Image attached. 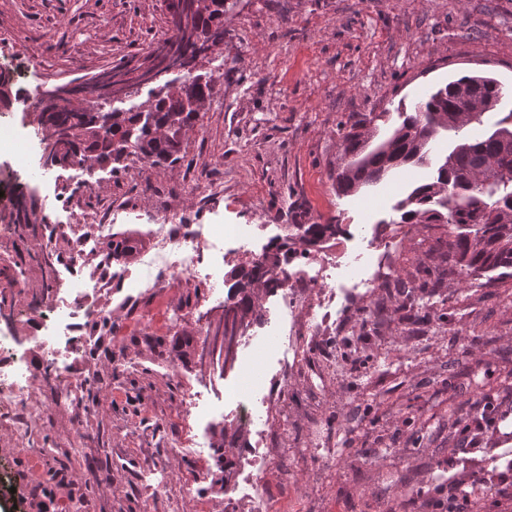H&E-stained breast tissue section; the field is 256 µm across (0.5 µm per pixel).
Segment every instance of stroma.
Returning <instances> with one entry per match:
<instances>
[{"label": "stroma", "instance_id": "stroma-1", "mask_svg": "<svg viewBox=\"0 0 512 512\" xmlns=\"http://www.w3.org/2000/svg\"><path fill=\"white\" fill-rule=\"evenodd\" d=\"M168 0H0V70L10 87L44 91L77 84L104 70L125 73L118 109L140 104L149 87L140 66L170 33ZM209 72L214 91L201 126L187 135L183 160L154 166L146 179L95 167L86 182L75 165L43 166V143L29 111L0 106V128L23 143L27 167L0 152V299L18 298L14 275L45 308L71 302L74 283L112 267L138 273L154 257L147 233L160 207L177 223L237 228L206 240L191 279L128 305V288L113 279L97 302L110 326L79 314L76 336L99 346L81 366L98 374L96 415L88 428L111 448L110 462L54 459L76 448L65 413L46 410L41 432L49 452L18 453L0 428V512H66L84 495L89 512H142L152 492L141 473L142 449L154 451L178 512H436L449 483L464 486L473 512H512L500 492L512 468V394L500 389L512 371V278L466 284L442 267L446 229L404 224L396 209L429 167L401 169L375 189L336 192L345 162L340 126L357 112H386L378 139L399 124V111L464 72L497 79L499 111L512 110V0H251L224 19V41L192 70L167 72L183 82ZM112 226L85 264L70 263V225L103 207ZM50 211L49 233L38 217ZM294 224L336 227L330 297L300 289L299 317L265 294L238 349L234 367L201 368L198 353L209 323L240 293L235 270L248 265ZM397 239L391 286L350 292V271L367 272L378 247ZM121 242L125 252H113ZM179 323H169V308ZM339 308L330 336L302 334L298 318L319 322ZM39 369L44 331L26 313L4 323ZM294 358L281 365L282 353ZM501 403L494 429L449 459L450 414L470 419L483 397ZM252 411L238 428L237 403ZM223 450H216V439ZM179 454H170V446ZM55 463L66 476L53 488L26 479L28 466ZM259 486H252V475Z\"/></svg>", "mask_w": 512, "mask_h": 512}]
</instances>
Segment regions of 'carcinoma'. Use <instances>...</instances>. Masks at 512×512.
Listing matches in <instances>:
<instances>
[{
  "label": "carcinoma",
  "instance_id": "cac0c4a2",
  "mask_svg": "<svg viewBox=\"0 0 512 512\" xmlns=\"http://www.w3.org/2000/svg\"><path fill=\"white\" fill-rule=\"evenodd\" d=\"M172 14L173 35L153 50L157 64L141 78L146 83L171 68H186L224 39V0H177ZM123 80L112 70L93 76L78 88H55L40 100L37 123L51 131L54 142L44 154L46 165L65 162L119 165L130 156L150 165H176L184 156L186 133L202 119L190 99L202 100L213 89L212 75L196 74L179 85L166 81L153 87L136 108L118 112L107 108ZM483 104L463 117L460 90ZM502 86L489 76L463 74L419 100L391 137L373 149L369 139L384 112L357 113L342 126L348 163L336 171V191L351 196L374 187L390 172L429 163L430 145L444 132L458 136L440 160L433 179L415 186L398 202L402 224L448 226V273L479 280L487 273L512 278V112L506 113L482 136L472 137L470 126L496 110ZM296 232L281 239L237 272L241 290L259 286L268 292L279 287L274 272L304 246H316L336 235L334 224H296ZM246 325L258 312L248 294L234 303ZM243 329L224 323V362L234 361L237 336Z\"/></svg>",
  "mask_w": 512,
  "mask_h": 512
}]
</instances>
